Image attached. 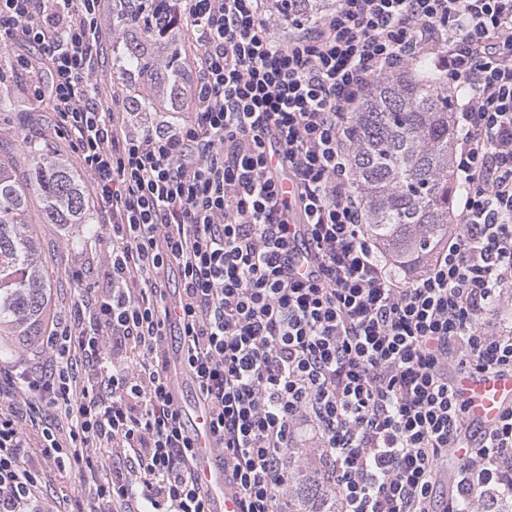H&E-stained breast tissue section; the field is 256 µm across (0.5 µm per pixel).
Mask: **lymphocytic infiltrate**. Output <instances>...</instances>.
<instances>
[{
    "instance_id": "lymphocytic-infiltrate-1",
    "label": "lymphocytic infiltrate",
    "mask_w": 512,
    "mask_h": 512,
    "mask_svg": "<svg viewBox=\"0 0 512 512\" xmlns=\"http://www.w3.org/2000/svg\"><path fill=\"white\" fill-rule=\"evenodd\" d=\"M336 2L283 41L267 0H178L193 112L135 123L93 81L105 0H0L111 243L99 284L70 267L82 289L43 329L47 364L0 368V512H44L39 459L92 483L91 512H206L172 327L238 512H287L297 452L337 512H434L452 448L442 512L512 495V406L473 430L452 379L512 373V0ZM419 58L467 91L461 232L400 279L365 229L350 120Z\"/></svg>"
}]
</instances>
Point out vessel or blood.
<instances>
[{"mask_svg": "<svg viewBox=\"0 0 512 512\" xmlns=\"http://www.w3.org/2000/svg\"><path fill=\"white\" fill-rule=\"evenodd\" d=\"M456 386L468 402L472 420L480 426L493 425L501 411L512 405L511 374L463 375ZM180 409L194 443L197 479L209 494L210 512H237V496L224 480V463L218 456L206 409L198 403H182Z\"/></svg>", "mask_w": 512, "mask_h": 512, "instance_id": "obj_1", "label": "vessel or blood"}]
</instances>
